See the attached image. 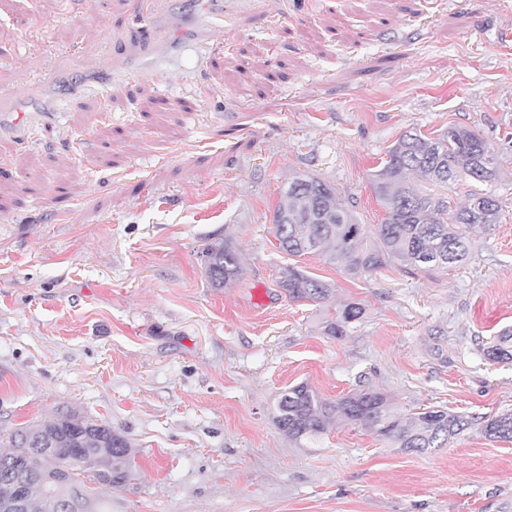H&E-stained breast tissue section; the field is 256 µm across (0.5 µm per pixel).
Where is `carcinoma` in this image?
I'll return each mask as SVG.
<instances>
[{"mask_svg": "<svg viewBox=\"0 0 512 512\" xmlns=\"http://www.w3.org/2000/svg\"><path fill=\"white\" fill-rule=\"evenodd\" d=\"M463 178L474 184V190L464 205L455 207L437 189L447 191ZM499 178L498 149L471 129L451 125L434 136L406 131L387 150V159L381 161L371 181L386 213L384 220L374 225L373 248H359L366 230L335 188L300 174L288 181L285 201L274 212L278 249L297 257L325 252L331 260H345L352 271H373L392 258L413 269H446L467 258V229L480 226L490 232L500 223L502 202L496 191L489 189ZM201 257L203 274L214 288H222L240 275V256L229 239L209 243ZM279 287L292 302L322 303L333 292L330 284L294 266L284 270ZM362 314L359 304L344 305L334 319L326 321L325 333L346 335L349 324ZM480 351L489 362L512 361V329L480 346ZM338 420L377 426L392 447L408 452L443 448L475 421L488 439L512 442V411L478 416L472 421L435 407L402 415L390 407L385 395L372 390L328 401L301 383L281 394L275 416L279 430L299 443L319 438ZM82 424L91 431L79 438L78 447L92 449L98 462L112 467V478L98 483L120 486L128 477L131 442L111 424L76 413H62L43 424L15 431L9 450H0V469L38 446L55 449L56 463L68 464L67 448ZM47 493L37 475L21 490L0 477V505L19 497L22 508L18 512H51ZM86 503L87 512H112V498L90 489L86 490Z\"/></svg>", "mask_w": 512, "mask_h": 512, "instance_id": "cac0c4a2", "label": "carcinoma"}]
</instances>
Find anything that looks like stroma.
<instances>
[{
	"instance_id": "35a3bbf8",
	"label": "stroma",
	"mask_w": 512,
	"mask_h": 512,
	"mask_svg": "<svg viewBox=\"0 0 512 512\" xmlns=\"http://www.w3.org/2000/svg\"><path fill=\"white\" fill-rule=\"evenodd\" d=\"M0 0V441L63 412L109 422L134 465L112 512H512V443L471 428L425 454L337 423L313 443L275 425L304 382L402 413L512 410V362L478 351L512 328V0H224L222 32L148 75L65 94L61 60L97 79L154 0ZM43 81L53 113L33 111ZM470 127L502 162L503 215L468 231L459 268L278 248L288 180L329 182L365 227L371 175L401 133ZM242 274L211 287L207 243ZM298 266L323 305L279 288ZM356 302L346 336L327 319Z\"/></svg>"
}]
</instances>
